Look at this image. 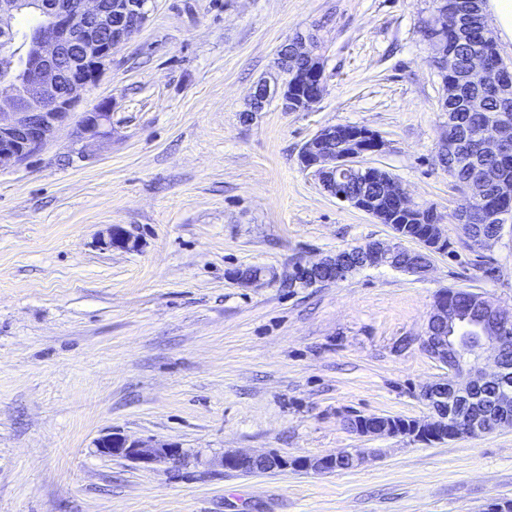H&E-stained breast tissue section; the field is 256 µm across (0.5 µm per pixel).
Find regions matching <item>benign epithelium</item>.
Instances as JSON below:
<instances>
[{"mask_svg": "<svg viewBox=\"0 0 512 512\" xmlns=\"http://www.w3.org/2000/svg\"><path fill=\"white\" fill-rule=\"evenodd\" d=\"M124 7L117 9L118 22H112V8L103 0H37L39 20L33 37L21 50L0 52V76L22 79L26 102L0 97V167L16 165L34 156L66 124L82 101L83 95L99 80L105 67L112 61L113 50L130 40L149 17L150 0H120ZM22 0H0V31H14L17 16L23 14ZM429 26L432 32L427 41L432 49V63L437 73L449 77L445 97L440 102L445 112L455 110L449 98L458 93L454 75L459 72L456 52L448 46V35L458 36L466 42L459 13L452 9L438 8ZM291 52L309 61V68L288 69L282 84L260 81L251 95L252 112L263 110L265 99L275 97L284 112H305L317 104L324 93L323 65L310 46V39L297 36L283 44L279 53ZM467 75L477 86V91L465 100L470 112H482L486 102L494 99L503 115L488 132L475 138L480 153L494 156H512V67L502 63L476 45H470L467 56ZM111 104L101 102L82 113L77 124V134L82 140H94L108 134L111 125ZM462 142L455 134L453 123H448V136L439 147V158H457L463 155ZM382 140L373 131L343 125L321 129L301 148L299 160L319 180L324 189L341 202L379 219L381 206L368 190L374 179L373 167L359 164L358 158L381 152ZM363 178V190L354 195L344 192L343 176ZM466 194L474 206L489 202L486 178L481 168L473 171ZM387 197L395 209L410 214L416 224L432 225L438 241L447 239L439 218L429 207H416L410 203L402 184L388 182ZM501 222L495 235L482 240L487 248L495 245L504 235L503 222L512 217V208L500 207L495 214ZM107 248L131 249L134 243L125 232L114 227L101 239ZM363 257V267L388 266L395 270L426 276L432 264L419 267L411 262L397 264L395 255L402 251L398 244L381 242L355 247ZM333 268L336 280L350 276L356 267L343 260V251L329 255L319 262L303 266L307 271ZM474 304L485 314L479 325L480 342L470 349L463 342V329L456 314L448 306L435 304L424 336L419 338L421 348L439 363L448 367V376L430 384L422 397L433 410L427 420L432 423L445 414L464 421V436L480 437L501 427H512V416L493 422H483L472 410L477 400L475 393L489 384L496 388L497 405L512 408V336L507 334L512 326V312L498 305L482 292L475 294ZM358 429L363 436L392 435L394 429L386 416L359 415ZM98 452L104 456L124 459L146 467L160 464H178L183 461V450L171 444H156L142 439H132L119 432H111L96 440ZM220 465L231 471L269 473L299 471L330 473L338 469L335 454L316 457H285L277 453L246 454L226 453Z\"/></svg>", "mask_w": 512, "mask_h": 512, "instance_id": "obj_1", "label": "benign epithelium"}]
</instances>
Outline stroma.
I'll list each match as a JSON object with an SVG mask.
<instances>
[{
	"label": "stroma",
	"instance_id": "1",
	"mask_svg": "<svg viewBox=\"0 0 512 512\" xmlns=\"http://www.w3.org/2000/svg\"><path fill=\"white\" fill-rule=\"evenodd\" d=\"M435 0H154L83 108L111 132L62 126L0 168V512H483L512 500V428L421 442L362 437L356 414L424 420L447 375L420 346L438 293L512 308V230L476 280L438 254L420 279L382 266L292 288L299 262L393 240L299 163L331 125L377 133L362 165L435 208L451 242L463 197L438 160L448 132L422 29ZM312 37L324 65L307 112L270 100L244 119L277 51ZM121 226L135 243L102 249ZM183 448L144 467L99 454L108 432ZM331 473L222 469L224 451L320 456ZM111 104L101 102L82 113L77 124L80 140H94L106 136L111 125Z\"/></svg>",
	"mask_w": 512,
	"mask_h": 512
}]
</instances>
